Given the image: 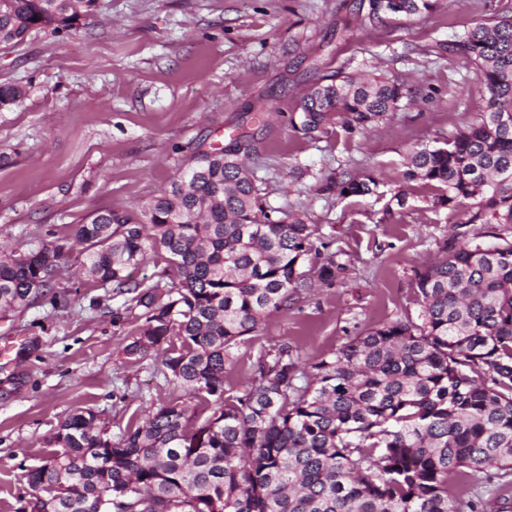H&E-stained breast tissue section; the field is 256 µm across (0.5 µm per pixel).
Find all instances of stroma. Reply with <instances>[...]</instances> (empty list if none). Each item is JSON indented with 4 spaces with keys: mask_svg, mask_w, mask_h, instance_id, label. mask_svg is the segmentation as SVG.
I'll list each match as a JSON object with an SVG mask.
<instances>
[{
    "mask_svg": "<svg viewBox=\"0 0 512 512\" xmlns=\"http://www.w3.org/2000/svg\"><path fill=\"white\" fill-rule=\"evenodd\" d=\"M367 0H98L62 39L32 31L0 46V82L24 98L0 108V246L38 248L71 237L102 208L141 217L144 206L188 167L200 147L241 150L267 207L300 211L348 265L343 280L269 315L238 348L227 385H250L264 349L288 344L309 364L367 328L416 310L414 267L433 261L456 218L434 206L436 189L406 182L412 147L445 141L477 121L486 91L471 66L449 56L454 36L484 25L512 0H439L434 12L370 25ZM373 82L404 79L413 89L391 117L321 139L292 128L310 88L338 68ZM373 177L379 192L343 198L318 192L341 171ZM411 188L389 220L386 206ZM71 251L57 275L59 308L33 306L0 316V336L19 337L0 370V512H23L30 470L43 441L69 414L94 410L112 435L149 407L187 401L160 374L156 355L126 360L138 319L112 311L123 297L75 275Z\"/></svg>",
    "mask_w": 512,
    "mask_h": 512,
    "instance_id": "1",
    "label": "stroma"
}]
</instances>
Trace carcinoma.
<instances>
[{"label":"carcinoma","mask_w":512,"mask_h":512,"mask_svg":"<svg viewBox=\"0 0 512 512\" xmlns=\"http://www.w3.org/2000/svg\"><path fill=\"white\" fill-rule=\"evenodd\" d=\"M97 0H0V40L36 29L72 34ZM370 24L417 17L436 0H368ZM488 97L480 120L409 152L407 180L441 187L433 204L471 228L448 235L441 257L413 270L418 309L371 327L305 369L282 344L256 359L254 379L231 396L226 372L238 345L268 315L348 270L342 252L321 253L317 226L295 212L271 215L257 178L240 164L239 131L164 189L136 221L102 209L74 229L80 274L125 296L112 311L139 310L123 353L158 352L166 382L197 399L130 421L117 438L79 409L45 441L28 474L30 512H485L477 486L450 495L464 469L512 482V10L448 42ZM411 92L396 77L372 83L338 69L291 117L311 137L338 116L345 130L376 125ZM25 95L0 83V105ZM369 176L326 177L320 191L376 193ZM154 252L173 275L132 272ZM70 253L58 238L0 252V311L55 308V280ZM40 282V287L33 284ZM274 355L268 371L264 358Z\"/></svg>","instance_id":"obj_1"}]
</instances>
